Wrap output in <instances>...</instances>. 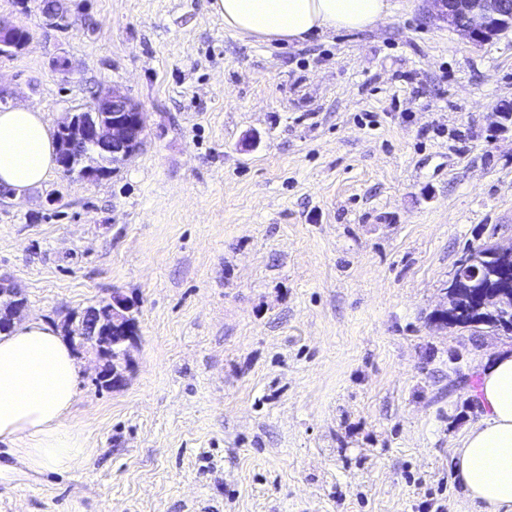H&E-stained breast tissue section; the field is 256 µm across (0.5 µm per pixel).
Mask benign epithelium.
<instances>
[{
	"label": "benign epithelium",
	"instance_id": "7a95c632",
	"mask_svg": "<svg viewBox=\"0 0 512 512\" xmlns=\"http://www.w3.org/2000/svg\"><path fill=\"white\" fill-rule=\"evenodd\" d=\"M438 16L448 21L457 32L475 46H481L512 31V0H430ZM63 134L60 168L70 176L74 173L87 181L100 177V168L110 163L116 167L143 146L146 116L127 96L115 88L95 95L86 110L68 113L59 125ZM107 305L112 312V336L105 348L98 346L100 323L92 315L70 316L65 326L79 321L73 332L75 349L89 346L104 361L98 378L120 389L126 384L131 369L130 349L138 340V323L133 307L115 295Z\"/></svg>",
	"mask_w": 512,
	"mask_h": 512
}]
</instances>
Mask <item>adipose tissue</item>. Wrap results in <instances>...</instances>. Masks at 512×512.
Listing matches in <instances>:
<instances>
[{"instance_id":"ef3b65f1","label":"adipose tissue","mask_w":512,"mask_h":512,"mask_svg":"<svg viewBox=\"0 0 512 512\" xmlns=\"http://www.w3.org/2000/svg\"><path fill=\"white\" fill-rule=\"evenodd\" d=\"M225 29L261 42L302 43L319 34L375 27L390 0H212ZM54 134L41 112L0 110V185L23 193L55 164ZM482 415L452 456L471 512H512V348L475 364ZM80 367L59 331L43 320L0 335V441L28 469L66 471L86 457L82 431L66 428Z\"/></svg>"}]
</instances>
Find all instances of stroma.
I'll use <instances>...</instances> for the list:
<instances>
[{"mask_svg":"<svg viewBox=\"0 0 512 512\" xmlns=\"http://www.w3.org/2000/svg\"><path fill=\"white\" fill-rule=\"evenodd\" d=\"M0 0L29 43L0 109L58 126L116 88L145 144L108 179L0 190V275L62 327L126 297L118 390L92 351L68 428L27 469L0 441V512H469L452 447L474 363L512 336L435 325L469 247L512 238V32L473 46L429 0L303 45L225 30L211 0ZM70 68L60 71L56 59Z\"/></svg>","mask_w":512,"mask_h":512,"instance_id":"obj_1","label":"stroma"}]
</instances>
